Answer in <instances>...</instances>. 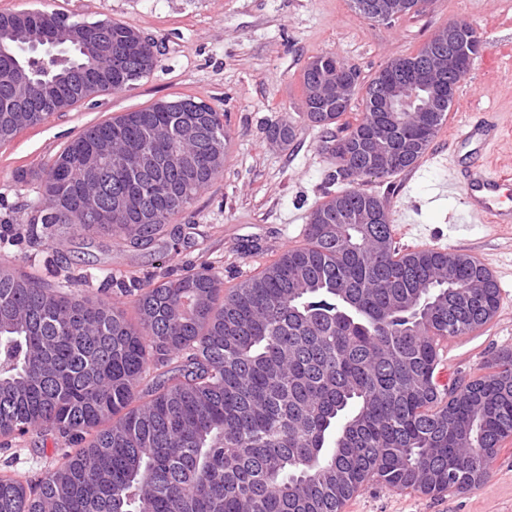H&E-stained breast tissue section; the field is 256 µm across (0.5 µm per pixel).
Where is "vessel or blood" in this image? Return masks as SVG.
Returning <instances> with one entry per match:
<instances>
[{"instance_id":"obj_1","label":"vessel or blood","mask_w":512,"mask_h":512,"mask_svg":"<svg viewBox=\"0 0 512 512\" xmlns=\"http://www.w3.org/2000/svg\"><path fill=\"white\" fill-rule=\"evenodd\" d=\"M497 133L494 125L476 123L451 142L452 147L482 146ZM449 190L460 192L470 213L484 223L498 227L512 225V175L488 174L485 164L476 162L461 177L448 185Z\"/></svg>"}]
</instances>
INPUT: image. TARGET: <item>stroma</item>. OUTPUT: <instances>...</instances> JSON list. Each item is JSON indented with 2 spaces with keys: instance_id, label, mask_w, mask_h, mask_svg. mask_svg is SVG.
Here are the masks:
<instances>
[{
  "instance_id": "1",
  "label": "stroma",
  "mask_w": 512,
  "mask_h": 512,
  "mask_svg": "<svg viewBox=\"0 0 512 512\" xmlns=\"http://www.w3.org/2000/svg\"><path fill=\"white\" fill-rule=\"evenodd\" d=\"M22 9L128 24L153 38L161 57L131 88L78 102L0 143V225L26 227L39 202L36 173L90 126L176 97L204 101L224 114L232 147L223 172L151 242L134 247L104 232L64 229L37 244L26 238L0 242V263L72 297L117 303L130 316L135 295L103 286L112 273L145 284L165 273L208 268L230 289L283 250L305 245L309 213L339 189L332 179L335 163L320 150L322 127L297 123L287 145L273 142L268 128L303 111L302 75L310 60L335 55L365 84L389 60L415 54L449 20H467L486 45L430 146L437 160L409 173L365 178L361 187L423 230L418 240L396 228L398 249L467 253L497 281L493 320L447 340L454 378L476 374L489 357L512 350V228L468 219L461 195L439 194L440 185L470 161L468 149H450L448 140L471 123L498 125L497 139L482 154L490 172L512 173V0H430L423 12L390 25L360 15L352 0H0V13ZM187 224L194 231L185 238L180 230ZM63 460L49 435L31 431L0 440L3 477L34 486ZM343 512H512V438L489 478L467 494L426 496L375 484Z\"/></svg>"
}]
</instances>
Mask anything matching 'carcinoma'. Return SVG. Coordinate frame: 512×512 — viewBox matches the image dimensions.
<instances>
[{
	"mask_svg": "<svg viewBox=\"0 0 512 512\" xmlns=\"http://www.w3.org/2000/svg\"><path fill=\"white\" fill-rule=\"evenodd\" d=\"M37 30L62 34L72 17L30 10ZM320 55L303 73L304 94ZM35 83H53L43 100L0 83V141L80 101L82 60L26 58ZM158 54L144 46L127 58L135 80ZM133 80V81H135ZM130 79L112 78L106 90ZM363 86L364 111L344 121L351 100L299 117L338 134L322 141L343 188L313 209L307 244L290 248L260 273L224 292L209 269L164 277L142 289L136 321L106 301L72 298L0 266V438L30 429L80 445L35 487L0 477V512H342L365 486L466 494L485 482L512 436V351L482 373L436 382L440 342L487 325L499 305L489 269L462 252L396 249L386 203L360 188L374 146L391 152L372 173L390 177L429 149L448 117L420 113L390 127ZM192 129L157 101L94 125L39 176L41 207L26 233L56 225L102 231L133 245L163 231L224 170L202 168L193 181L108 163L90 177L83 158L102 144L127 156L136 148L203 155L227 143L224 113L208 104ZM288 144L295 118L270 126ZM126 220L113 224L114 196ZM87 198L100 204L91 214ZM371 207L375 224H356ZM155 369V381L141 384Z\"/></svg>",
	"mask_w": 512,
	"mask_h": 512,
	"instance_id": "cac0c4a2",
	"label": "carcinoma"
}]
</instances>
